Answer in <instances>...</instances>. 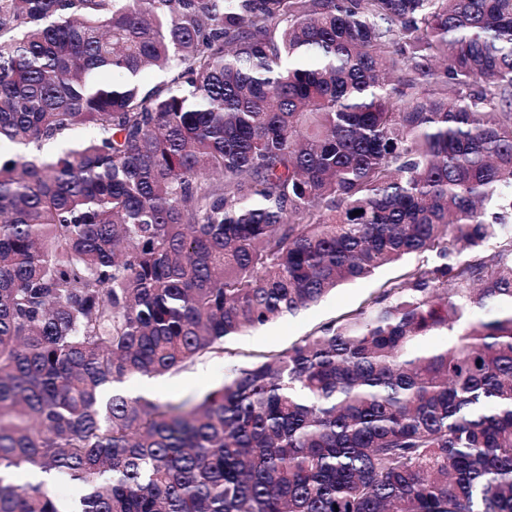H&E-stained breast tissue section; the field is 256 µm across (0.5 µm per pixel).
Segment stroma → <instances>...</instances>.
Returning <instances> with one entry per match:
<instances>
[{
	"instance_id": "35a3bbf8",
	"label": "stroma",
	"mask_w": 512,
	"mask_h": 512,
	"mask_svg": "<svg viewBox=\"0 0 512 512\" xmlns=\"http://www.w3.org/2000/svg\"><path fill=\"white\" fill-rule=\"evenodd\" d=\"M405 268L402 262L383 268L370 278L341 286L316 306L235 338L228 344L229 350L236 354L235 359H210L172 376L133 377L125 380L120 389L132 396L143 395L161 402H178L201 396L223 384L231 361H249L256 356L288 348L323 324L365 305L384 282L398 277Z\"/></svg>"
}]
</instances>
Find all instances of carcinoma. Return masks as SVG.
<instances>
[{"instance_id": "carcinoma-1", "label": "carcinoma", "mask_w": 512, "mask_h": 512, "mask_svg": "<svg viewBox=\"0 0 512 512\" xmlns=\"http://www.w3.org/2000/svg\"><path fill=\"white\" fill-rule=\"evenodd\" d=\"M411 255L200 397L102 396ZM0 468L72 512H512V0H0Z\"/></svg>"}]
</instances>
